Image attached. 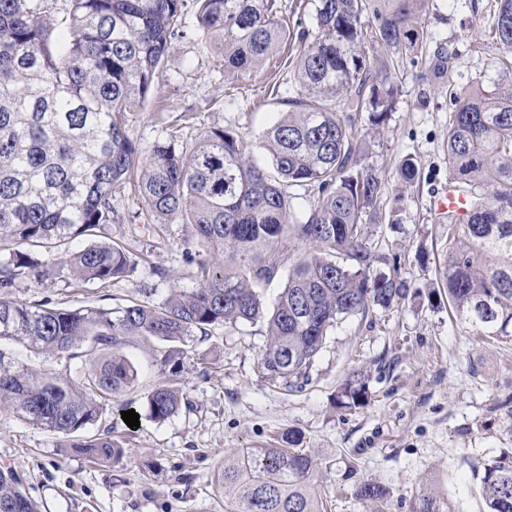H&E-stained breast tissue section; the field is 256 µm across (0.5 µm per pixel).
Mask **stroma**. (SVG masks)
Segmentation results:
<instances>
[{"label": "stroma", "mask_w": 512, "mask_h": 512, "mask_svg": "<svg viewBox=\"0 0 512 512\" xmlns=\"http://www.w3.org/2000/svg\"><path fill=\"white\" fill-rule=\"evenodd\" d=\"M497 0H430L420 20L423 50L394 52L379 46L370 56L393 63L399 87L396 109L380 130L359 119L366 160L384 187L382 217L371 242L381 260L375 272L397 270L412 295L390 310L352 317L328 336L309 375L290 388L262 378L257 356L266 343L264 322L216 326L209 340L186 349L178 379L186 403L158 423L146 417V395L162 376L168 346L130 341L125 351L139 378L109 405L91 431L111 432L126 448L116 463H94L64 446L63 438L0 412V471H13L39 512H224L218 467L239 448H264L295 431L317 462L318 490L328 512H413L422 494L451 499L457 512H484L475 468L512 449V343L475 334L458 321L436 282L448 247V226L431 202L448 185V127L453 97L475 79L499 77L491 38ZM196 0H186L182 28L152 89L126 113L130 137L142 150L159 140L193 141L201 129L243 135L258 164L265 128L285 111L296 87L288 51L263 67L229 71L224 51L198 27ZM455 56L449 77L424 64L437 47ZM412 157L418 176L403 186L397 163ZM117 219L105 235L126 244L138 268L132 280L68 285L58 275L18 298H42L65 308H114L164 299L193 285L185 260V224H158L133 186L116 187ZM0 349L22 363L49 367L72 379L91 361L49 359L12 341ZM365 376L371 397L353 411L337 409L334 395L345 379ZM130 404L140 425L129 428L117 413ZM371 480L388 488L386 499L365 502L354 485Z\"/></svg>", "instance_id": "stroma-1"}]
</instances>
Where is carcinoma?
Masks as SVG:
<instances>
[{
	"label": "carcinoma",
	"instance_id": "obj_1",
	"mask_svg": "<svg viewBox=\"0 0 512 512\" xmlns=\"http://www.w3.org/2000/svg\"><path fill=\"white\" fill-rule=\"evenodd\" d=\"M49 2L0 0V243L18 245L0 261V341L98 363L74 381L0 350V410L110 463L123 448L109 431H86L138 378L128 339L170 344L146 397L149 418L164 422L184 400L174 379L184 348L212 328L266 322L257 366L288 388L308 376L339 324L408 297L395 275H370L378 256L367 220L379 213L383 188L360 161L356 126L363 113L382 123L396 104L397 85L368 49L415 48L430 0H315L316 34L308 44L299 37L290 61L296 96L259 137L269 169L253 160L246 138L222 128L191 143L158 141L146 155L125 128L124 114L145 99L174 48L185 0H69L63 16ZM197 2L199 27L224 47L227 70L260 65L286 38L276 0ZM493 38L501 78L457 95L448 128V181L466 193L469 215L446 217L439 280L460 321L512 342V0H499ZM453 58L441 47L428 69L445 74ZM125 183L156 223L192 226L194 286L111 309L17 299L21 279L37 288L60 268L77 287L135 274L138 261L123 244L93 240L115 221L112 190ZM300 189L318 193L301 214ZM277 281L284 285L269 308L262 291ZM368 395L365 378L353 374L335 400L353 409ZM301 443L288 431L269 448L224 458V512H325L315 455ZM480 488L487 512H512V452L483 464ZM354 494L376 501L387 488L360 480ZM0 512H38L12 471H0ZM415 512L456 510L423 494Z\"/></svg>",
	"mask_w": 512,
	"mask_h": 512
}]
</instances>
